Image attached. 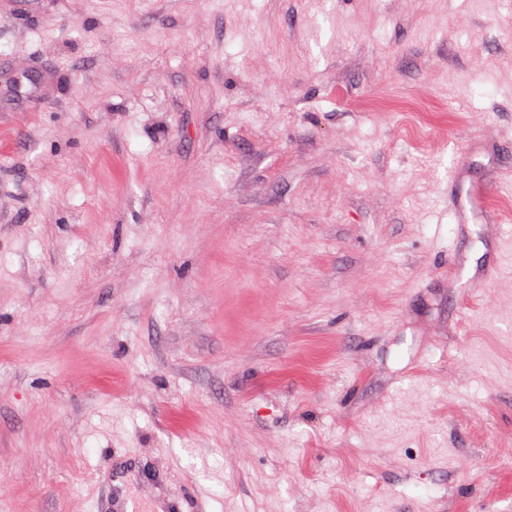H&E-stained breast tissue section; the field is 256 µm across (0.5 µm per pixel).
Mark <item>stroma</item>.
Returning <instances> with one entry per match:
<instances>
[{
	"instance_id": "1",
	"label": "stroma",
	"mask_w": 512,
	"mask_h": 512,
	"mask_svg": "<svg viewBox=\"0 0 512 512\" xmlns=\"http://www.w3.org/2000/svg\"><path fill=\"white\" fill-rule=\"evenodd\" d=\"M497 168L512 0H0V512H512ZM511 175L512 170H496L486 184L471 185L465 189L459 175L448 184V209L456 218L458 224H465L469 213H480L492 221L499 222L498 213L491 203V195L505 176Z\"/></svg>"
}]
</instances>
